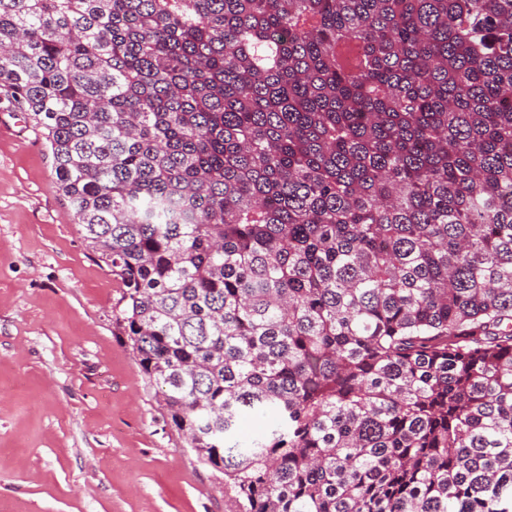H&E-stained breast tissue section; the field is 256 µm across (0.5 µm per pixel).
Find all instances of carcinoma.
<instances>
[{
  "instance_id": "cac0c4a2",
  "label": "carcinoma",
  "mask_w": 512,
  "mask_h": 512,
  "mask_svg": "<svg viewBox=\"0 0 512 512\" xmlns=\"http://www.w3.org/2000/svg\"><path fill=\"white\" fill-rule=\"evenodd\" d=\"M0 93L229 512H512V0H0Z\"/></svg>"
}]
</instances>
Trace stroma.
I'll list each match as a JSON object with an SVG mask.
<instances>
[{"mask_svg": "<svg viewBox=\"0 0 512 512\" xmlns=\"http://www.w3.org/2000/svg\"><path fill=\"white\" fill-rule=\"evenodd\" d=\"M120 297L0 96V512H228L114 336Z\"/></svg>", "mask_w": 512, "mask_h": 512, "instance_id": "35a3bbf8", "label": "stroma"}]
</instances>
